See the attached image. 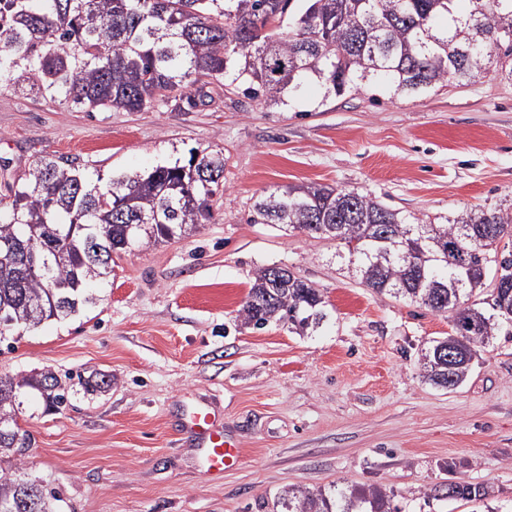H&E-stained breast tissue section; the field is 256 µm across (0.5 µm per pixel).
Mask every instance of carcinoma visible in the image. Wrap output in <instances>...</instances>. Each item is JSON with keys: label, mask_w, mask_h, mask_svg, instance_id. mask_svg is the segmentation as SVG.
<instances>
[{"label": "carcinoma", "mask_w": 512, "mask_h": 512, "mask_svg": "<svg viewBox=\"0 0 512 512\" xmlns=\"http://www.w3.org/2000/svg\"><path fill=\"white\" fill-rule=\"evenodd\" d=\"M467 3L465 9L458 2ZM0 0V91L33 94L87 112H141L175 90L191 107L214 87L285 103L316 81L329 94L380 82L394 93L512 76V0ZM224 185V153H192L187 163L107 179L77 159L43 157L0 198V341L94 303L88 285L112 272V254L172 238L209 220ZM251 222L285 225L346 246L369 268L389 250L369 287L449 315L452 334L423 354L427 378L445 388L468 377L477 348L512 335V208L464 210L428 224L368 192L311 183L273 191ZM25 275L11 277L32 238ZM255 271L240 309L245 325L287 323L299 331L323 321L320 289L293 273L279 282ZM90 395L106 376L77 377ZM72 377L50 369L0 375V512H62L63 499L23 464L31 437L18 423L24 390L48 410L65 407ZM489 484L448 483L444 496L483 501ZM385 512L382 491L357 497L290 489L286 512Z\"/></svg>", "instance_id": "cac0c4a2"}]
</instances>
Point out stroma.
<instances>
[{"mask_svg":"<svg viewBox=\"0 0 512 512\" xmlns=\"http://www.w3.org/2000/svg\"><path fill=\"white\" fill-rule=\"evenodd\" d=\"M204 148L224 153L208 222L128 249L95 304L0 343V374L112 380L59 412L25 402L29 476L50 482L64 512H282L294 487L377 488L391 512H512V336L478 349L458 388L431 385L421 350L450 333L446 315L364 287L335 241L250 221L271 190L309 183L364 190L428 222L512 207V79L407 95L311 87L278 107L217 89L195 109L176 99L142 112L0 94V195L45 156L107 175ZM272 265L321 290L317 331L242 324L255 270ZM206 398L242 450L218 476L179 430ZM460 478L494 497L429 498Z\"/></svg>","mask_w":512,"mask_h":512,"instance_id":"obj_1","label":"stroma"}]
</instances>
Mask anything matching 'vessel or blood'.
I'll list each match as a JSON object with an SVG mask.
<instances>
[{
	"label": "vessel or blood",
	"mask_w": 512,
	"mask_h": 512,
	"mask_svg": "<svg viewBox=\"0 0 512 512\" xmlns=\"http://www.w3.org/2000/svg\"><path fill=\"white\" fill-rule=\"evenodd\" d=\"M182 427L198 444V455L207 473H223L237 462L241 450L220 422V414L206 404L195 405L183 418Z\"/></svg>",
	"instance_id": "vessel-or-blood-1"
}]
</instances>
